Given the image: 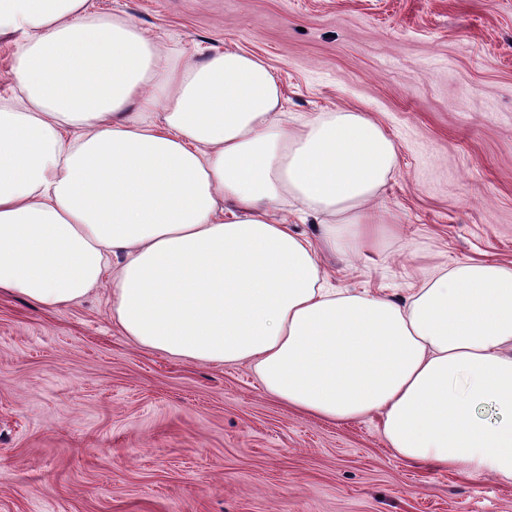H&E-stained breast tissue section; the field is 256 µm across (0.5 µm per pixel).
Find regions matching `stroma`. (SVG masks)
<instances>
[{"label":"stroma","instance_id":"1","mask_svg":"<svg viewBox=\"0 0 512 512\" xmlns=\"http://www.w3.org/2000/svg\"><path fill=\"white\" fill-rule=\"evenodd\" d=\"M174 54L234 45L293 117L358 109L397 163L399 225L370 257L323 252L332 285L406 296L424 270L512 264V0H89ZM0 512H512V482L398 458L373 414L288 409L249 364L135 346L107 291L43 310L0 292Z\"/></svg>","mask_w":512,"mask_h":512}]
</instances>
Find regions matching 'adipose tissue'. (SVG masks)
Listing matches in <instances>:
<instances>
[{
  "label": "adipose tissue",
  "mask_w": 512,
  "mask_h": 512,
  "mask_svg": "<svg viewBox=\"0 0 512 512\" xmlns=\"http://www.w3.org/2000/svg\"><path fill=\"white\" fill-rule=\"evenodd\" d=\"M88 10L0 0V31L22 33L0 101V289L58 309L109 286L140 348L251 361L289 408L376 414L396 456L512 482V266L454 261L399 302L329 287L279 209L322 216L332 247L374 248L396 164L381 124L339 109L285 127L262 58H175Z\"/></svg>",
  "instance_id": "adipose-tissue-1"
}]
</instances>
